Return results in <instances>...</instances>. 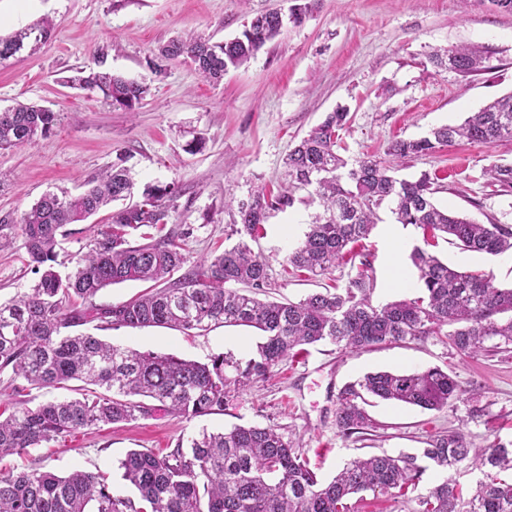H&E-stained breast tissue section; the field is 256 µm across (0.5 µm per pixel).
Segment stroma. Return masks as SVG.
Listing matches in <instances>:
<instances>
[{
  "label": "stroma",
  "mask_w": 512,
  "mask_h": 512,
  "mask_svg": "<svg viewBox=\"0 0 512 512\" xmlns=\"http://www.w3.org/2000/svg\"><path fill=\"white\" fill-rule=\"evenodd\" d=\"M309 4L301 22H285L280 35L247 66L211 83L190 64L166 62L152 80L149 58L170 39L188 34L220 42L237 36L255 15L289 12ZM50 19L54 32L36 51L24 50L0 64V108L37 103L58 115L53 132L33 146L0 150V221L11 224L13 245L0 251V302L27 290L35 279L19 224L46 192L83 190L98 173L120 164L130 169L135 193L148 186L170 190L166 232L185 234L187 268L223 251L237 217L236 202L258 187L278 189L283 161L293 146L328 112L343 105L349 123L338 152L352 161L385 157L398 139L421 138L454 125L488 101L512 92V13L462 0H0V34ZM492 45L501 68L463 79L428 60L433 49ZM103 60L104 68L129 80L149 81L150 91L135 112L116 109L101 96L69 87L68 79ZM203 137L202 150L188 149ZM512 162V140L486 147L462 141L434 153L397 160V177H436L438 205L486 223L512 224V192L491 185L486 168ZM308 193H295L293 207L274 212L254 248L270 260V300H298L329 285L345 286L357 273L342 265L312 279L287 263L318 211ZM111 208L89 221L69 224L60 239L57 269L70 272L88 252L92 227L107 223ZM364 242L374 277L373 301L413 298L414 247L423 231L407 239L392 233L388 209ZM433 254L463 270L491 274L512 286V254L489 257L461 252L439 241ZM87 332L139 351L170 353L202 363L224 354L239 364L255 356L260 335L249 327H217L183 333L163 327L97 329ZM448 370L463 389L439 411L369 398L375 421L367 433L344 437L335 425L336 396L348 383L378 370ZM236 425L274 426L298 442L318 477L331 481L342 467L365 454L421 453L430 434L463 428L475 446L512 440V355H458L441 336L393 343L354 354L325 342L284 361L266 380L235 394L224 412L191 420L162 412L137 420L73 433L0 459V467L50 470L59 475L83 468L106 476L114 495L135 498L122 478L120 459L132 448L166 453L207 429ZM473 490L477 469L444 472L430 467L406 496L367 498L361 512H415L417 500L446 478Z\"/></svg>",
  "instance_id": "stroma-1"
}]
</instances>
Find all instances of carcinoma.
Wrapping results in <instances>:
<instances>
[{
	"instance_id": "carcinoma-1",
	"label": "carcinoma",
	"mask_w": 512,
	"mask_h": 512,
	"mask_svg": "<svg viewBox=\"0 0 512 512\" xmlns=\"http://www.w3.org/2000/svg\"><path fill=\"white\" fill-rule=\"evenodd\" d=\"M278 12L252 18L229 41L198 36L171 40L160 60L181 58L202 77L219 81L251 59L281 32ZM53 25L43 19L7 37L0 36V61L50 39ZM496 48L452 46L430 56L434 67L466 78L495 69ZM71 83L100 92L112 107L131 112L149 84L89 68ZM348 112L329 113L288 153V186L276 194L264 188L238 202V220L230 227L237 242L176 280L171 273L186 263L189 232L151 237L168 224L164 197L170 191L148 187L139 203L112 211L110 222L96 229L92 248L74 269L61 275L52 262L63 227L77 224L101 208L131 197L134 182L125 168L92 178L76 195L47 193L26 212L20 224L29 264L39 280L16 299L0 303V373L10 381L36 388H58L77 380L82 397L48 400L21 407L0 418V459L21 455L67 433L149 417L157 411L196 418L224 411L231 395L263 380L306 347L330 342L353 354L405 340L444 336L467 357L512 351V288H500L482 272H461L420 247L411 253L421 294L382 305L372 302L370 263L343 288H326L298 301L258 298L268 283L270 261L251 242L270 215L295 203L294 193L314 187L315 216L305 239L288 254V264L314 276L324 275L369 237L377 210L390 205L398 224L439 232L459 248L478 255L512 251V225L481 224L434 201V179H399L391 166L374 156L350 164L336 153L338 131ZM57 114L35 103L0 111V150L32 146L47 137ZM512 139V93L472 113L459 125L437 128L428 137L392 142L388 155L427 154L455 140L487 147ZM485 174L503 191L512 190V164L495 163ZM147 239L132 244L135 232ZM127 281L153 282L137 297L97 305L103 289ZM96 322L112 327H166L186 332L223 326L259 330L262 342L245 366L226 367L224 354L201 363L173 354L141 352L71 329ZM382 400L441 410L459 400L462 390L452 374L439 367L413 371H377L338 395L335 425L349 437L373 426L358 402L361 392ZM428 461L441 470L483 468L471 496L452 479H444L418 499L415 512H512V441L498 439L472 448L463 430L429 436L419 454L357 457L329 482L321 481L290 440L272 426H234L223 432L202 430L168 453L130 449L119 461L122 477L135 488L139 502L113 494L105 475L75 469L65 476L39 470L0 469V512H355L363 494L405 495L419 481Z\"/></svg>"
}]
</instances>
